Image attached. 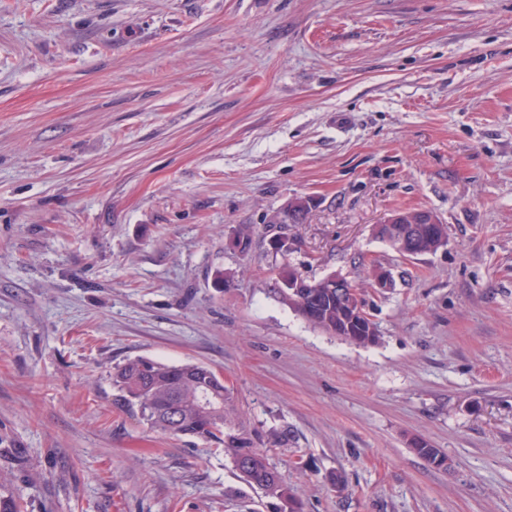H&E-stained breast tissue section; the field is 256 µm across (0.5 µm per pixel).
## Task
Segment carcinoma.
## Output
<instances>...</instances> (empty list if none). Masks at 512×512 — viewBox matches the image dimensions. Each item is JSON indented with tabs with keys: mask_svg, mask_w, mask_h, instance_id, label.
Listing matches in <instances>:
<instances>
[{
	"mask_svg": "<svg viewBox=\"0 0 512 512\" xmlns=\"http://www.w3.org/2000/svg\"><path fill=\"white\" fill-rule=\"evenodd\" d=\"M310 211L308 205L290 206L283 213L282 224H300ZM311 287L291 293L279 289L288 306L309 324L355 345L373 344L378 328L347 326L336 304V289ZM115 403L157 432L194 438L222 450L230 458L239 476L251 487L265 482L263 491L278 500L279 512H301V504L282 478L272 453L288 445V431H272L266 439L235 427L231 417L230 392L224 378L211 367L192 361L163 363L148 357L129 358L112 368ZM413 450L425 461L438 467L440 451L423 440L414 441ZM245 462L247 469H239Z\"/></svg>",
	"mask_w": 512,
	"mask_h": 512,
	"instance_id": "cac0c4a2",
	"label": "carcinoma"
}]
</instances>
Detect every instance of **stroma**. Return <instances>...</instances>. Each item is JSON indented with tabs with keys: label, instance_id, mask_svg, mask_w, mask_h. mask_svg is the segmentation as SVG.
I'll return each instance as SVG.
<instances>
[{
	"label": "stroma",
	"instance_id": "stroma-1",
	"mask_svg": "<svg viewBox=\"0 0 512 512\" xmlns=\"http://www.w3.org/2000/svg\"><path fill=\"white\" fill-rule=\"evenodd\" d=\"M411 210L447 244L375 236ZM283 267L347 277L378 341L296 315ZM135 356L287 430L302 512H512V0H0V474L24 512H277L114 406Z\"/></svg>",
	"mask_w": 512,
	"mask_h": 512
}]
</instances>
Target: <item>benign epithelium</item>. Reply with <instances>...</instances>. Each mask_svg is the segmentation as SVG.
Returning <instances> with one entry per match:
<instances>
[{"instance_id":"1","label":"benign epithelium","mask_w":512,"mask_h":512,"mask_svg":"<svg viewBox=\"0 0 512 512\" xmlns=\"http://www.w3.org/2000/svg\"><path fill=\"white\" fill-rule=\"evenodd\" d=\"M442 222L432 212L422 210L415 214L398 213L386 219L376 227V235L383 238L394 250L404 257L421 254L423 244L437 247L443 243L438 233ZM322 287L336 289L343 311L350 316L351 322H372V318L357 297L354 290L347 288V280L339 275H330L323 279Z\"/></svg>"}]
</instances>
